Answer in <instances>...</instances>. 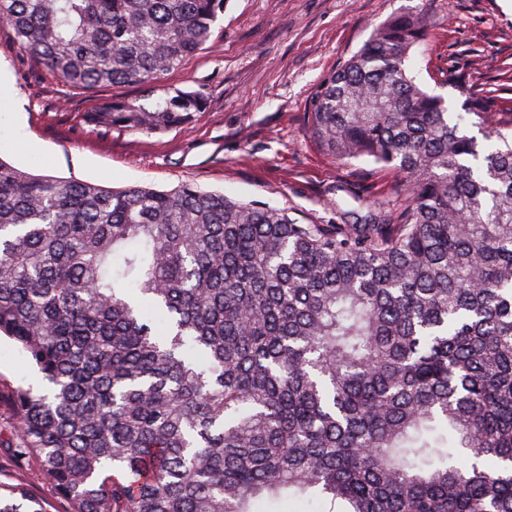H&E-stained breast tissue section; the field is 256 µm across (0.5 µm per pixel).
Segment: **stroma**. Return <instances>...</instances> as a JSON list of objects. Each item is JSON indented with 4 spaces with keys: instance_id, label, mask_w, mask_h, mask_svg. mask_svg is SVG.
<instances>
[{
    "instance_id": "obj_1",
    "label": "stroma",
    "mask_w": 512,
    "mask_h": 512,
    "mask_svg": "<svg viewBox=\"0 0 512 512\" xmlns=\"http://www.w3.org/2000/svg\"><path fill=\"white\" fill-rule=\"evenodd\" d=\"M425 14L426 38L410 52L416 82L463 111L450 70L470 74L512 117V0H224L214 43L165 84L201 92L194 123L163 133L92 129L94 94L44 71L0 28V158L34 174L121 189L208 191L287 209L302 224H336L397 203L400 176L366 160L332 158L311 134L313 99L382 23ZM43 388L38 370L0 339V391Z\"/></svg>"
}]
</instances>
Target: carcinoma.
Listing matches in <instances>:
<instances>
[{
    "label": "carcinoma",
    "instance_id": "carcinoma-1",
    "mask_svg": "<svg viewBox=\"0 0 512 512\" xmlns=\"http://www.w3.org/2000/svg\"><path fill=\"white\" fill-rule=\"evenodd\" d=\"M224 0H0L46 71L96 90L94 128L161 133L200 93L162 84ZM421 14L380 25L318 92L339 161L394 167L404 204L342 224L189 183L123 189L0 157V335L19 387L0 512H512V123L409 76ZM45 478L64 510L40 498ZM18 386L34 390L44 386L38 370L27 361L12 341L0 339V390L8 393ZM257 512H318L317 506L310 505L304 500L284 499L278 502H259L255 506Z\"/></svg>",
    "mask_w": 512,
    "mask_h": 512
}]
</instances>
